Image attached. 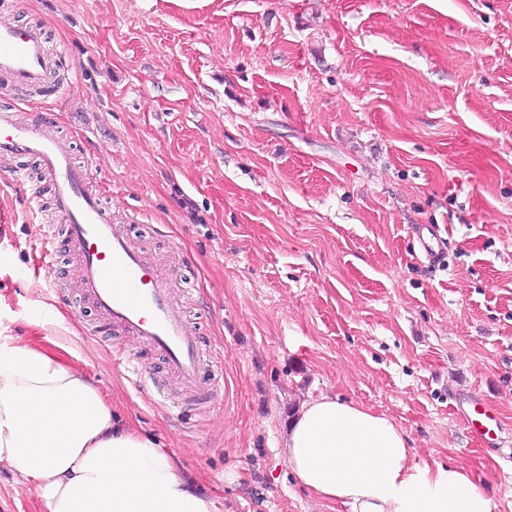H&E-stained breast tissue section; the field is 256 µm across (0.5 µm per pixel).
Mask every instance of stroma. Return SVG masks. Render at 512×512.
Instances as JSON below:
<instances>
[{
    "mask_svg": "<svg viewBox=\"0 0 512 512\" xmlns=\"http://www.w3.org/2000/svg\"><path fill=\"white\" fill-rule=\"evenodd\" d=\"M4 15L40 24L59 67L0 107L53 115L117 223L183 255L215 401H181L142 345L153 383L135 384L65 237L45 282L35 213L52 192L27 155L24 184L0 171V325L36 335V302L53 305L120 420L225 512H346L280 453L324 394L512 512V467L464 414L477 400L512 448V0H0ZM429 225L438 264L412 233Z\"/></svg>",
    "mask_w": 512,
    "mask_h": 512,
    "instance_id": "1",
    "label": "stroma"
}]
</instances>
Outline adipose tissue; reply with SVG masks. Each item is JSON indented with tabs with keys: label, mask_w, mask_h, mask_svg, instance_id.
Here are the masks:
<instances>
[{
	"label": "adipose tissue",
	"mask_w": 512,
	"mask_h": 512,
	"mask_svg": "<svg viewBox=\"0 0 512 512\" xmlns=\"http://www.w3.org/2000/svg\"><path fill=\"white\" fill-rule=\"evenodd\" d=\"M91 367L73 337L0 332V467L39 512H220L165 448L114 420ZM282 448L303 488L349 512H492L468 471L417 464L393 420L336 396L303 402Z\"/></svg>",
	"instance_id": "obj_1"
}]
</instances>
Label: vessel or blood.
Listing matches in <instances>:
<instances>
[{
    "label": "vessel or blood",
    "instance_id": "b4317fda",
    "mask_svg": "<svg viewBox=\"0 0 512 512\" xmlns=\"http://www.w3.org/2000/svg\"><path fill=\"white\" fill-rule=\"evenodd\" d=\"M56 67L41 26L0 21V75L10 87L45 88ZM20 154L38 159L53 190L68 243L79 258L82 293L120 336L158 351L191 398L211 402L215 377L203 360L196 327L173 296V274L88 192V167L73 164L53 121L39 116L20 121L0 111V159Z\"/></svg>",
    "mask_w": 512,
    "mask_h": 512
}]
</instances>
